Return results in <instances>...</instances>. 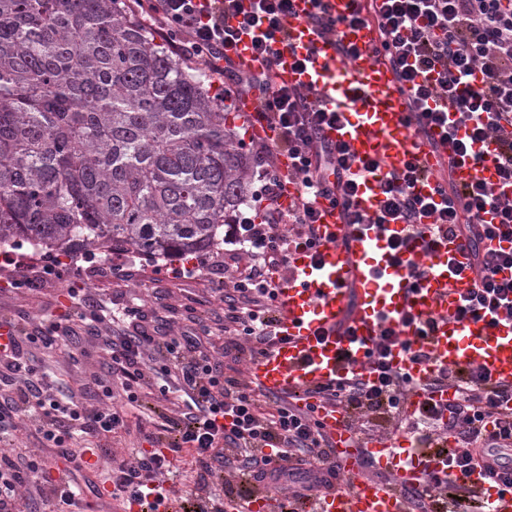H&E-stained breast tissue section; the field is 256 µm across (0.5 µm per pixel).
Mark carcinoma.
Masks as SVG:
<instances>
[{
  "instance_id": "obj_1",
  "label": "carcinoma",
  "mask_w": 512,
  "mask_h": 512,
  "mask_svg": "<svg viewBox=\"0 0 512 512\" xmlns=\"http://www.w3.org/2000/svg\"><path fill=\"white\" fill-rule=\"evenodd\" d=\"M205 83L127 0H0V247L217 248L253 160Z\"/></svg>"
}]
</instances>
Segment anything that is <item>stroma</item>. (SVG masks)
I'll use <instances>...</instances> for the list:
<instances>
[{"instance_id": "1", "label": "stroma", "mask_w": 512, "mask_h": 512, "mask_svg": "<svg viewBox=\"0 0 512 512\" xmlns=\"http://www.w3.org/2000/svg\"><path fill=\"white\" fill-rule=\"evenodd\" d=\"M181 260L156 262L132 252H119L112 259L96 255L68 263L63 278H47L40 287L27 285L30 268L15 267L0 275V320L25 317L30 323L57 314L68 304L74 288H87L101 299L115 303H137L143 311L164 303L170 306L174 328L190 325L199 318L208 324L224 319V304L215 291L219 271L205 270L194 279L175 277ZM31 364L50 372L60 384L72 385L100 372V351L89 336L72 337L70 346L34 345L25 351Z\"/></svg>"}]
</instances>
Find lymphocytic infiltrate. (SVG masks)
I'll use <instances>...</instances> for the list:
<instances>
[{
  "label": "lymphocytic infiltrate",
  "instance_id": "f902f5d3",
  "mask_svg": "<svg viewBox=\"0 0 512 512\" xmlns=\"http://www.w3.org/2000/svg\"><path fill=\"white\" fill-rule=\"evenodd\" d=\"M366 10L347 19L355 25L374 21L384 58L399 71L412 103L408 120L414 131L443 126L456 155L476 165L492 162L498 186L476 180L458 190L440 179L436 198L420 196L415 186L427 173L415 161L402 173L378 176V210L360 212L354 199L362 175L376 171L377 161L355 157L347 145L318 137L322 126L340 121L342 110L316 103L315 89L277 84L271 69L281 50H293L288 32L292 0H150L145 23L179 57L205 60L226 79L225 99L255 92L260 115L279 130L274 143H255L259 184L251 194L250 215L241 216L224 234L226 250L212 265L223 270L217 289L224 302V353L233 360L216 361L210 348L212 331L171 335L168 325L145 328L140 307L108 311L103 300L85 294L59 319L40 322L27 331L9 326L7 344H0V434L29 419L37 434L64 459L70 471L52 477L45 460L17 448L0 455V512H19L17 487L31 480L43 492L51 512H85L83 489L74 473L83 457L77 441L101 439L125 425L147 389L158 403L169 391L180 392L170 414L142 435L143 448L119 456L97 449L106 467L112 499L145 505L149 495L166 498V485L184 453L196 469L190 512H224L225 501H247L259 493L278 496L279 512H296L297 502L332 490L341 470L336 450L319 419L320 405L344 411L357 442L407 433L423 456L446 455L454 480L432 475L421 488L402 489L406 512H470L464 489L475 463V449L512 452V385L494 382L474 368H441L415 339L400 329L383 327L369 355V379L351 373L344 381L308 390V404L253 386L238 364L265 354L279 341L277 291L293 251L316 244L318 199L343 210L346 223L383 228L400 225L386 240L385 254L394 267L408 268L411 287H418L425 269L415 267L411 244L434 245L440 237H464L473 244L470 266L477 283L459 298L455 317L495 327L512 322V249H489L486 241H512V0H371ZM236 18L229 26L227 18ZM250 35L254 50L265 55L268 69L257 74L239 70L226 51L241 35ZM292 162L291 176L299 190L282 204L280 155ZM491 210L496 223L478 217ZM434 223H427V216ZM88 327L106 353L105 375L91 379L95 405L76 393L62 394L46 374L28 365L23 344L52 346L71 335L76 324ZM432 367L423 390L454 387L456 404L449 409L425 403L408 412V376L388 362L392 347ZM453 438L456 446L440 448Z\"/></svg>",
  "mask_w": 512,
  "mask_h": 512
}]
</instances>
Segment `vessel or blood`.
I'll return each instance as SVG.
<instances>
[{
  "instance_id": "b4317fda",
  "label": "vessel or blood",
  "mask_w": 512,
  "mask_h": 512,
  "mask_svg": "<svg viewBox=\"0 0 512 512\" xmlns=\"http://www.w3.org/2000/svg\"><path fill=\"white\" fill-rule=\"evenodd\" d=\"M357 0H296L288 27L297 45L311 52L312 67L298 69L288 58L276 66L277 80L290 87H313L327 104L350 106L346 121L322 127L320 137L347 144L357 158L375 160L383 173L403 171L410 159H418L431 174L419 183L418 192L435 194L434 176L450 170L458 187L478 179H492L488 169L471 161H455L453 148L444 131L429 128L414 135L408 125L410 97L396 70L380 56L379 32L372 23L345 25ZM338 20L335 33L322 31L311 17L317 9ZM355 49L348 58L343 48ZM236 64L246 71H261L266 61L255 55L249 36L229 49ZM237 108L253 122V132L264 141L276 139L277 132L255 111V97L241 95ZM359 210L374 213L379 197L374 179L360 186ZM317 243L313 251L299 250L289 258L290 276L278 290L277 307L281 342L251 361L248 377L270 394L304 396L317 385L344 377L349 369L366 370L369 352L383 322L401 326L405 313L434 320L424 346L441 367H476L501 384H512V324L481 328L453 316L461 293L474 287L470 271L473 250L469 240L446 238L434 248L414 242L413 261L428 268L426 280L410 287L407 271L387 266L383 231L363 232L348 226L340 207L319 199ZM392 366L412 381L429 375L426 365L412 360L402 347L390 351ZM443 405L454 402L455 390L448 387L431 393L416 391L408 399L409 409L424 401ZM336 458L343 471H353L354 437L343 414L332 407L320 413ZM408 437L380 438L370 452L380 462L396 464V480L407 486H422L429 479V463L408 460ZM483 470L470 473L472 486L479 488L493 512H512V493L498 494L486 489ZM406 505L392 485L369 476L355 477L351 486L324 493L316 512H405Z\"/></svg>"
}]
</instances>
